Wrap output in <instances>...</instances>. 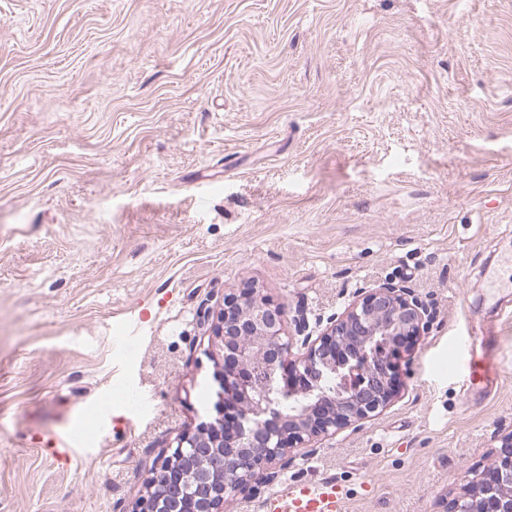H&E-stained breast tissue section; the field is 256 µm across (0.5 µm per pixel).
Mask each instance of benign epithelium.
<instances>
[{
    "mask_svg": "<svg viewBox=\"0 0 512 512\" xmlns=\"http://www.w3.org/2000/svg\"><path fill=\"white\" fill-rule=\"evenodd\" d=\"M432 320L411 288H362L314 337L303 320L249 287L224 295L203 324L219 352L209 405L152 472L133 512H230L292 448L331 438L380 414L399 394L400 360ZM299 399L284 410L279 396ZM480 478V512H512V431Z\"/></svg>",
    "mask_w": 512,
    "mask_h": 512,
    "instance_id": "7a95c632",
    "label": "benign epithelium"
}]
</instances>
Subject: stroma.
Instances as JSON below:
<instances>
[{
	"mask_svg": "<svg viewBox=\"0 0 512 512\" xmlns=\"http://www.w3.org/2000/svg\"><path fill=\"white\" fill-rule=\"evenodd\" d=\"M512 0H0V512H132L252 284L310 331L356 289L434 319L403 389L239 495L440 512L512 428ZM503 375L466 399L462 344ZM106 465L58 468L56 436ZM344 493L333 481L297 485L272 498L268 512H344Z\"/></svg>",
	"mask_w": 512,
	"mask_h": 512,
	"instance_id": "1",
	"label": "stroma"
}]
</instances>
